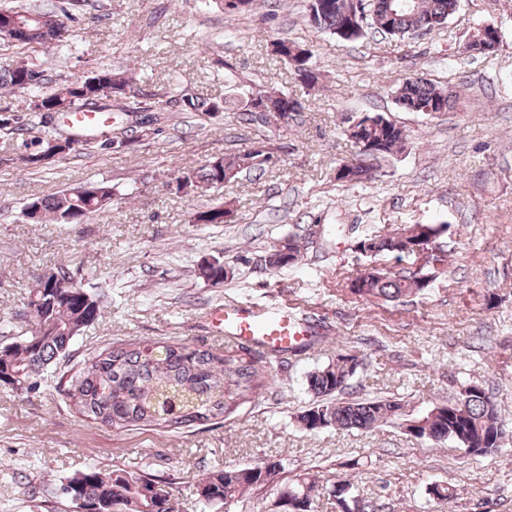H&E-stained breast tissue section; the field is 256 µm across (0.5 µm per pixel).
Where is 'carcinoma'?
Instances as JSON below:
<instances>
[{
    "label": "carcinoma",
    "instance_id": "carcinoma-1",
    "mask_svg": "<svg viewBox=\"0 0 512 512\" xmlns=\"http://www.w3.org/2000/svg\"><path fill=\"white\" fill-rule=\"evenodd\" d=\"M458 0H369L366 23L347 36L340 34L343 14L350 0H331L332 7L318 11L307 0V21L315 29L338 41H356L373 29L401 40L413 38L421 30L430 32L443 27L457 11ZM71 14L31 8L26 5L3 9L0 24L19 23L23 34L16 45L33 52L57 47L68 36ZM293 46L306 53L303 64L294 57H284L295 80L311 90L319 84V73L312 66V51L298 42ZM44 73L35 64L22 61L0 66V89L34 90L42 86ZM130 77L109 67L91 74L65 80L50 91L37 94L28 101L31 119L25 123L0 119V132L21 141L30 150L26 163L36 169L46 165L45 159L67 155L73 146L57 144L61 135L43 120V113L57 107L73 106L85 112L98 108L127 111ZM264 97L267 112L249 108L247 96ZM288 94L267 81L248 79L240 84L239 96L227 99L201 98L180 92L171 97L143 92L135 103L144 113L137 126L118 129L104 139L100 148L119 151L149 132L160 114L179 105L187 112L207 116L218 112H237L242 123L255 131L252 145L224 154L220 164L209 161L188 175L190 186L199 190L224 183L225 177L236 179L242 173H263L277 161L276 136L288 130L278 121L277 112L285 109ZM456 96L430 80L410 76L395 91V101L407 112H424L437 104L449 110ZM349 139L381 144L376 154L356 151V158L339 166L337 179L362 182L375 176L374 161L398 152L407 140L404 127L382 116L380 120L359 127ZM113 188L104 181H87L63 190L50 198H30L22 216L31 224H82L106 211L112 204ZM224 206L198 212L197 224H220ZM424 236L423 225L405 226L393 233L375 235L359 243V249L370 255L391 253L402 255ZM304 247L301 239L290 235L273 245L266 261L274 270L298 262ZM59 281L38 278L31 289L26 309L31 321L29 335L20 341L0 344V387L22 392L33 381L52 368L57 360L69 355L70 348L87 326L100 313L99 303L84 288L64 286L72 281L68 270L56 268ZM201 276L215 284L224 282V264L216 261L200 269ZM427 286V280L412 272H384L369 269L351 283V292L365 299L383 298L398 301L416 295ZM363 364L356 355H341L308 377L314 400L298 416L301 426L316 432L325 428L370 430L393 424L418 439L435 444L455 442L462 448L477 449L481 456L500 448L499 436L505 432L498 405L478 384L462 387L456 402L436 406L426 413L413 414L404 405L389 398L359 401H337L334 395L350 386L355 367ZM270 373L249 354L233 351L220 353L191 346L185 342L137 340L97 351L83 360L63 385V393L77 411L88 420L110 429L150 428L164 433L177 432L194 425L226 420L237 409L251 401L265 386ZM281 463L263 467L226 466L212 470L196 483V492L206 504L237 501L251 488L271 484L279 474ZM65 497L81 502L84 512H115L121 504L123 512H171V491L163 483L134 471L102 470L92 467L61 482ZM318 481L301 475L281 490L279 499L300 510L311 512Z\"/></svg>",
    "mask_w": 512,
    "mask_h": 512
}]
</instances>
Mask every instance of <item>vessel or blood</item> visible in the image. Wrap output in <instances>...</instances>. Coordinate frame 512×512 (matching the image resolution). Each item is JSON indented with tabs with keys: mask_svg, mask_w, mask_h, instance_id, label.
Wrapping results in <instances>:
<instances>
[{
	"mask_svg": "<svg viewBox=\"0 0 512 512\" xmlns=\"http://www.w3.org/2000/svg\"><path fill=\"white\" fill-rule=\"evenodd\" d=\"M214 328L238 343L268 353L298 349L312 336L313 330L294 314L269 312L257 306H227L214 311Z\"/></svg>",
	"mask_w": 512,
	"mask_h": 512,
	"instance_id": "b4317fda",
	"label": "vessel or blood"
}]
</instances>
